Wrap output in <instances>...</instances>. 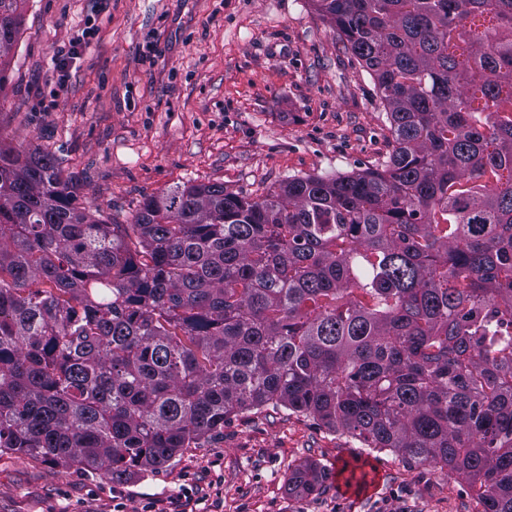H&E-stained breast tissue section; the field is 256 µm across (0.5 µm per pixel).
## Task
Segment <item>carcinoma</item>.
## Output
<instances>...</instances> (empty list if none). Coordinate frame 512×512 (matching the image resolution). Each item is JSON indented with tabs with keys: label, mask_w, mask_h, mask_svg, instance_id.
<instances>
[{
	"label": "carcinoma",
	"mask_w": 512,
	"mask_h": 512,
	"mask_svg": "<svg viewBox=\"0 0 512 512\" xmlns=\"http://www.w3.org/2000/svg\"><path fill=\"white\" fill-rule=\"evenodd\" d=\"M313 2L387 113L373 167L112 224L0 141V450L122 480L284 407L512 512V0Z\"/></svg>",
	"instance_id": "carcinoma-1"
}]
</instances>
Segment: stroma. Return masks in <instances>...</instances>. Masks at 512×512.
I'll return each instance as SVG.
<instances>
[{"label":"stroma","instance_id":"stroma-1","mask_svg":"<svg viewBox=\"0 0 512 512\" xmlns=\"http://www.w3.org/2000/svg\"><path fill=\"white\" fill-rule=\"evenodd\" d=\"M96 39L56 106L51 57ZM0 92V136L54 154L116 224L193 182L257 196L291 177L351 173L389 149L366 68L311 0H28ZM327 477L310 494L294 472ZM483 512L475 489L373 451L287 409H260L122 481L0 453V512ZM325 476V472L317 467L304 468L295 473L289 485L302 494H310L317 490Z\"/></svg>","mask_w":512,"mask_h":512}]
</instances>
